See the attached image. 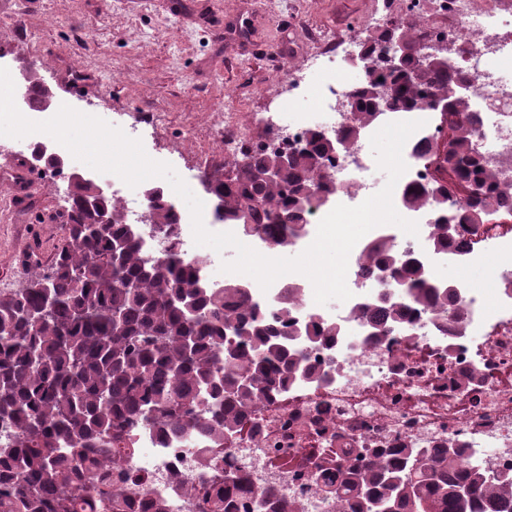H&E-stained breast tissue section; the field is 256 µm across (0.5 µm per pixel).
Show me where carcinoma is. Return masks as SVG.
<instances>
[{
    "mask_svg": "<svg viewBox=\"0 0 512 512\" xmlns=\"http://www.w3.org/2000/svg\"><path fill=\"white\" fill-rule=\"evenodd\" d=\"M354 93V122L371 113L368 90L391 81L388 108L420 107L453 78L441 66L410 64L404 72L369 68ZM469 103L448 139L446 161L465 183L484 186L471 162ZM271 181L276 155L265 153L231 183L204 180L224 201L221 221L239 225L272 249L290 248L305 225L301 192L324 191L316 156L332 153L317 134ZM96 183L73 185L64 242L49 270L30 287L0 292V419L16 434L0 452V512H76L91 509L87 486L111 482L119 466L125 426L145 423L189 441L208 433L215 453L247 421L252 409L283 388L297 358L288 347L294 296L266 309L230 287L238 307L224 310L226 289L205 287L197 262L181 258L177 225L163 198L151 200L149 227L165 238L162 263L132 237L121 204L96 197ZM399 286L432 292L411 257L391 269ZM119 323H112V314ZM400 315L396 301L366 308L372 327L386 328ZM456 448H353L346 464L318 472L321 494L338 512H512V476L490 482L478 469L457 472ZM249 474L224 471L213 495L224 512H291L278 487L244 500ZM467 489L462 496L459 490Z\"/></svg>",
    "mask_w": 512,
    "mask_h": 512,
    "instance_id": "cac0c4a2",
    "label": "carcinoma"
}]
</instances>
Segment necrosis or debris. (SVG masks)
<instances>
[{"instance_id":"1","label":"necrosis or debris","mask_w":512,"mask_h":512,"mask_svg":"<svg viewBox=\"0 0 512 512\" xmlns=\"http://www.w3.org/2000/svg\"><path fill=\"white\" fill-rule=\"evenodd\" d=\"M436 12L447 17V25L423 23L419 38L456 45L447 60L448 73L460 80L470 104L473 156L492 186L485 201L465 197L448 206L447 193L436 182L430 155L435 144L447 139L451 114L440 116L428 107L391 110L371 115L357 128L337 112V94L357 87L351 70H367L366 64L354 68L347 62L360 49L355 38L327 41L322 54L311 59L317 111H292V93L305 80V73L296 71L290 77L291 93L279 96L276 111L259 115L248 126L234 113H222L210 126L212 138L223 142L228 154L265 150L279 128L286 129L292 142L314 131L355 141V157L343 153L328 159V191L304 214L306 231L296 244L302 250L336 205L356 206L376 193L367 150L370 136L389 122L423 123L403 148L408 169L392 197L402 217L417 221L419 233L396 235L386 225L366 233L348 259L350 299L316 304L310 280L297 273L280 277L265 291L249 276L233 277L234 284L246 286L251 299L267 308L275 307L285 291L293 292L302 335L291 346L321 375L316 381L296 373L277 398L258 406L245 431L227 443V462L251 474V491L277 483L286 498L299 501L298 512H329L312 480L296 479L292 468L278 464L310 446L326 448L343 460L353 448L450 443L488 477L512 473V386L501 381L512 373V235L484 219L490 210L512 213V0H490L481 11L473 10L469 0H436ZM492 102L499 111L489 110ZM419 191L428 192V205L412 203ZM450 207L457 213V231L455 241L447 242L439 227ZM461 238L472 241V248L459 251L455 242ZM485 239L493 240L494 252L480 248ZM383 243L392 244L398 255L411 250L425 274L447 263L459 269L448 294L421 298L397 290L403 316L385 336L360 316L362 309L376 305L383 290L369 274L364 256ZM323 321L335 323V335L307 343V335ZM124 444L130 452L120 466L138 479L126 498L129 512H212V504L186 493L190 483L204 479L199 459L210 450L207 436L189 443L134 425L125 429Z\"/></svg>"}]
</instances>
